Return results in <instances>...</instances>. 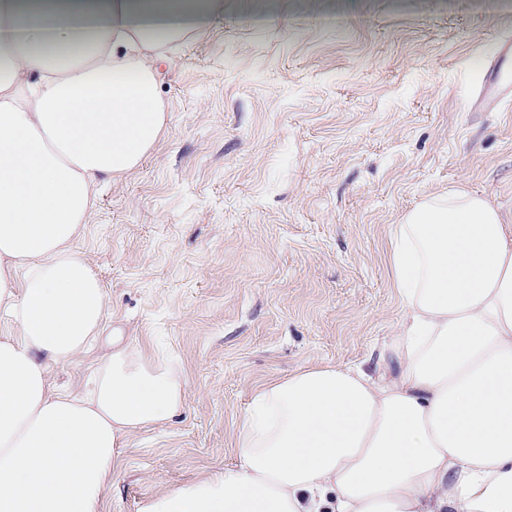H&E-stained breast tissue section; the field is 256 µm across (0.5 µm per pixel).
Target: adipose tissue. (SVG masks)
Instances as JSON below:
<instances>
[{
  "instance_id": "ef3b65f1",
  "label": "adipose tissue",
  "mask_w": 512,
  "mask_h": 512,
  "mask_svg": "<svg viewBox=\"0 0 512 512\" xmlns=\"http://www.w3.org/2000/svg\"><path fill=\"white\" fill-rule=\"evenodd\" d=\"M212 0H0V512H97L117 448L173 418L167 358L106 355L87 396L51 364L106 304L78 256L100 185L165 122L154 61ZM401 320L376 372L304 369L258 388L238 463L139 512H512V225L485 198L433 197L390 243Z\"/></svg>"
}]
</instances>
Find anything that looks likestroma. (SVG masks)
<instances>
[{
  "label": "stroma",
  "mask_w": 512,
  "mask_h": 512,
  "mask_svg": "<svg viewBox=\"0 0 512 512\" xmlns=\"http://www.w3.org/2000/svg\"><path fill=\"white\" fill-rule=\"evenodd\" d=\"M221 2L159 62L163 131L75 244L106 315L52 383L84 392L116 340L186 381L179 413L119 449L98 512L235 465L262 385L375 370L402 309L390 240L426 199L475 193L512 222V103L476 102L512 0Z\"/></svg>",
  "instance_id": "obj_1"
}]
</instances>
